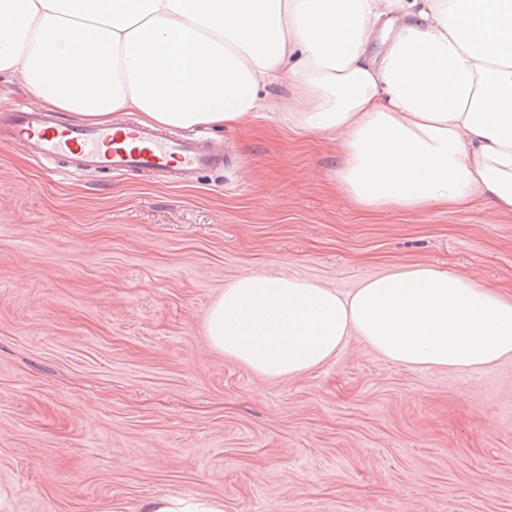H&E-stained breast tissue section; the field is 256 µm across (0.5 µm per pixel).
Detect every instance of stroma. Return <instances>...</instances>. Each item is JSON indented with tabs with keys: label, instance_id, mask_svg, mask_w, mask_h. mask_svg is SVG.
<instances>
[{
	"label": "stroma",
	"instance_id": "35a3bbf8",
	"mask_svg": "<svg viewBox=\"0 0 512 512\" xmlns=\"http://www.w3.org/2000/svg\"><path fill=\"white\" fill-rule=\"evenodd\" d=\"M223 171L174 187L61 176L0 140V512H512V359L417 370L350 336L256 374L212 346L237 277L346 293L424 264L512 295V211L362 209L338 142L258 113ZM144 507V512H224L221 499L205 496L157 497Z\"/></svg>",
	"mask_w": 512,
	"mask_h": 512
}]
</instances>
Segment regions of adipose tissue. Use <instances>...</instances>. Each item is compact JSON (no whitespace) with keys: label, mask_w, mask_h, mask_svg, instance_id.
I'll list each match as a JSON object with an SVG mask.
<instances>
[{"label":"adipose tissue","mask_w":512,"mask_h":512,"mask_svg":"<svg viewBox=\"0 0 512 512\" xmlns=\"http://www.w3.org/2000/svg\"><path fill=\"white\" fill-rule=\"evenodd\" d=\"M0 73L92 124L277 112L340 135L336 183L367 210L478 194L512 210V0H0ZM282 75L284 102L266 93ZM207 335L269 377L323 365L351 335L414 369L474 371L512 356V300L426 265L347 294L249 274L212 304Z\"/></svg>","instance_id":"adipose-tissue-1"}]
</instances>
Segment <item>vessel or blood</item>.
<instances>
[{"mask_svg": "<svg viewBox=\"0 0 512 512\" xmlns=\"http://www.w3.org/2000/svg\"><path fill=\"white\" fill-rule=\"evenodd\" d=\"M1 128L27 148L36 164L63 175L95 171L185 185L223 169L227 161L223 142L200 130L174 133L133 121L66 123L32 105L0 113Z\"/></svg>", "mask_w": 512, "mask_h": 512, "instance_id": "vessel-or-blood-1", "label": "vessel or blood"}]
</instances>
